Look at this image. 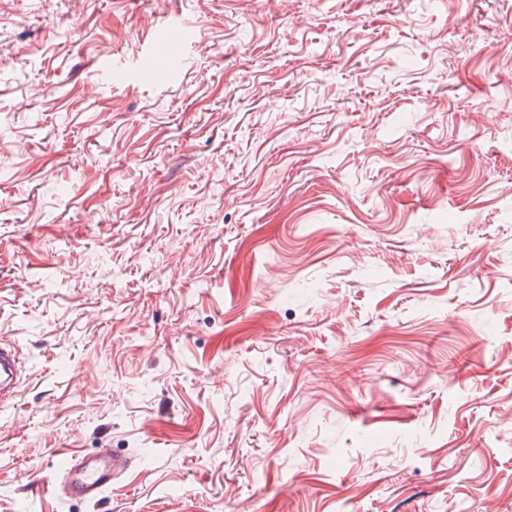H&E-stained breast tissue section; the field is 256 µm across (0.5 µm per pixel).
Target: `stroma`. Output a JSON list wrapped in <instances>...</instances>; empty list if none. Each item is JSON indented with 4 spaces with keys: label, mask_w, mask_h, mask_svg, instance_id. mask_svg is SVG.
Returning <instances> with one entry per match:
<instances>
[{
    "label": "stroma",
    "mask_w": 512,
    "mask_h": 512,
    "mask_svg": "<svg viewBox=\"0 0 512 512\" xmlns=\"http://www.w3.org/2000/svg\"><path fill=\"white\" fill-rule=\"evenodd\" d=\"M1 338L0 512H512V0H0ZM24 367L18 347L12 342L0 339L1 401L12 400L16 397ZM118 467V460L108 450L91 456L67 457L60 469L65 478L63 491L71 499L96 498L112 483Z\"/></svg>",
    "instance_id": "35a3bbf8"
}]
</instances>
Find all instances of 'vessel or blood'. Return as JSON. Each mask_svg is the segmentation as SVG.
<instances>
[{
	"mask_svg": "<svg viewBox=\"0 0 512 512\" xmlns=\"http://www.w3.org/2000/svg\"><path fill=\"white\" fill-rule=\"evenodd\" d=\"M24 372L18 347L0 339V399H14ZM119 463L109 451L84 457H67L61 470L63 491L68 498L90 500L102 494L116 474Z\"/></svg>",
	"mask_w": 512,
	"mask_h": 512,
	"instance_id": "vessel-or-blood-1",
	"label": "vessel or blood"
}]
</instances>
